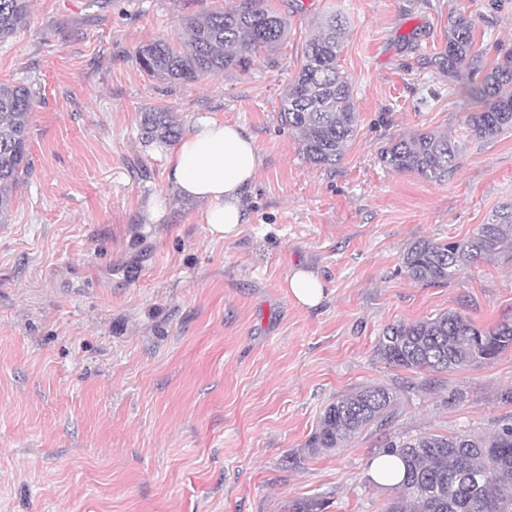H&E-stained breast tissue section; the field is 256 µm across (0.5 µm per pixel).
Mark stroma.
<instances>
[{
    "label": "stroma",
    "instance_id": "stroma-1",
    "mask_svg": "<svg viewBox=\"0 0 512 512\" xmlns=\"http://www.w3.org/2000/svg\"><path fill=\"white\" fill-rule=\"evenodd\" d=\"M243 0H29L0 43V84L34 94L32 169L0 224V512H382L371 483L387 442L493 432L512 420V352L451 372L378 358L383 329L446 311L512 323V262L479 261L447 284L400 271L420 240H459L512 203V132L464 128L432 64L448 15L469 18L486 62L512 49V0H265L290 20L271 59L193 83L145 74L134 54L188 15ZM345 17L338 64L358 134L334 169L310 164L281 99L307 40ZM182 131L200 115L241 125L260 155L246 222L213 237L199 202L168 181L170 146L143 112ZM461 144L440 184L383 166L393 136ZM305 269L325 298L285 282ZM381 383L390 423L316 456L303 446L338 395ZM144 130L148 139L162 143L171 142L178 134L173 117L162 108H156L152 112L145 113ZM288 292L302 305L316 307L325 296L324 285L310 272L297 270L286 280Z\"/></svg>",
    "mask_w": 512,
    "mask_h": 512
}]
</instances>
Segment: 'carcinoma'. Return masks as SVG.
Segmentation results:
<instances>
[{
  "instance_id": "obj_1",
  "label": "carcinoma",
  "mask_w": 512,
  "mask_h": 512,
  "mask_svg": "<svg viewBox=\"0 0 512 512\" xmlns=\"http://www.w3.org/2000/svg\"><path fill=\"white\" fill-rule=\"evenodd\" d=\"M29 0H0V43L27 23ZM289 21L250 0L241 8L186 16L187 39L158 38L136 51L138 66L150 76L195 82L217 73L250 68L254 58L273 55ZM344 27L337 15L307 41L297 75L282 100L280 118L296 131L302 153L315 166L333 168L358 133L351 78L341 73L338 57ZM469 19L448 15V42L434 58L437 68L458 85L465 126L480 138L512 131V51L492 68L483 66ZM34 96L22 84H0V223L7 221L13 190L29 169V122ZM147 138L167 143L177 137L173 117L161 108L145 113ZM458 144L447 132L394 137L379 153L385 167L440 183L456 170ZM512 259V204L457 241L422 240L402 259V271L427 285L446 284L481 259ZM512 350V324L481 328L448 311L414 322L386 326L376 353L389 365L407 370L450 372L491 361ZM396 405L392 388L372 384L339 395L328 404L305 444L310 456L332 452L364 431L382 428ZM401 457L402 480L383 512H512V423L490 435L420 433L387 444Z\"/></svg>"
}]
</instances>
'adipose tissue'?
I'll return each instance as SVG.
<instances>
[{"mask_svg":"<svg viewBox=\"0 0 512 512\" xmlns=\"http://www.w3.org/2000/svg\"><path fill=\"white\" fill-rule=\"evenodd\" d=\"M259 166L253 138L238 125L212 116L194 121L167 162L177 192L203 203L201 221L220 237L242 223V199L254 185Z\"/></svg>","mask_w":512,"mask_h":512,"instance_id":"ef3b65f1","label":"adipose tissue"}]
</instances>
